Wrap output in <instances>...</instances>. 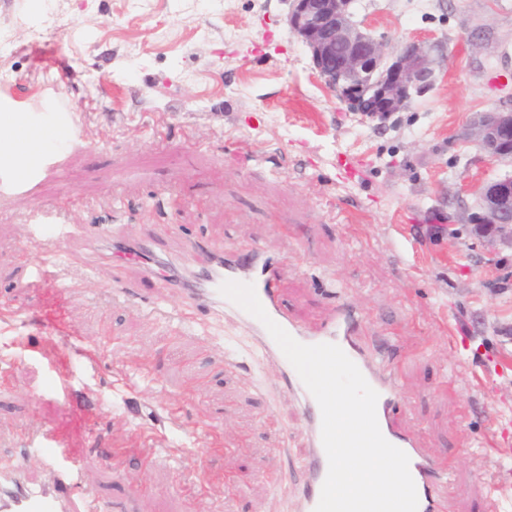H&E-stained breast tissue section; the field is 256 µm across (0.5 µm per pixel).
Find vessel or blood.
<instances>
[{
	"mask_svg": "<svg viewBox=\"0 0 512 512\" xmlns=\"http://www.w3.org/2000/svg\"><path fill=\"white\" fill-rule=\"evenodd\" d=\"M62 131L47 128L41 133L27 130L15 143L16 151L26 159L24 168L13 170L15 183L29 182L44 163L46 140L63 139ZM192 255L204 256L205 266L200 275L184 278L176 273H163L155 262L166 252L164 239L150 236L111 253L109 260L119 265L140 267L145 278L160 280L162 288L180 292L187 300L216 306L248 324L265 355L278 359L282 368V386L303 406V421L309 434L311 450L305 460L306 481L298 488V512H314L328 472V459L321 438L320 408L303 384L292 364L273 340L264 325L238 305L221 295L219 288L228 280L253 284L256 294L272 320L293 338L304 344L334 343L357 365L370 386L377 391L378 424L387 441L403 450L410 460V473L418 496V512H445L440 494L444 476L437 466L419 450L411 434L401 429L393 411L399 397L396 379L391 371L370 360L357 342L358 313L354 307L343 306L336 316L317 331H309L304 322L288 314L280 302V281L283 262L268 257L260 247L248 250H221L208 246L205 239L196 238L188 244ZM89 493L67 490L62 484L36 486L22 472L0 475V512H94Z\"/></svg>",
	"mask_w": 512,
	"mask_h": 512,
	"instance_id": "obj_1",
	"label": "vessel or blood"
}]
</instances>
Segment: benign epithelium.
<instances>
[{
  "label": "benign epithelium",
  "mask_w": 512,
  "mask_h": 512,
  "mask_svg": "<svg viewBox=\"0 0 512 512\" xmlns=\"http://www.w3.org/2000/svg\"><path fill=\"white\" fill-rule=\"evenodd\" d=\"M352 0H290L288 26L307 47L314 69L353 112L384 123L436 85L443 62L439 41L411 39L395 48L351 19ZM494 161L512 164V107L479 113L464 135ZM457 218L491 244L512 246V175L486 183L479 211Z\"/></svg>",
  "instance_id": "7a95c632"
}]
</instances>
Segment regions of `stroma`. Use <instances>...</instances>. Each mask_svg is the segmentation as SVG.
Returning a JSON list of instances; mask_svg holds the SVG:
<instances>
[{"label":"stroma","instance_id":"35a3bbf8","mask_svg":"<svg viewBox=\"0 0 512 512\" xmlns=\"http://www.w3.org/2000/svg\"><path fill=\"white\" fill-rule=\"evenodd\" d=\"M352 12L390 44L445 45L435 89L382 126L325 85L286 0H0V101L73 128L29 189L0 164V472L90 489L100 512H297L302 407L250 328L86 259L96 232L175 255L202 236L283 259L309 327L359 309L398 424L450 474L447 512H512V249L455 219L512 173L462 141L512 102V0ZM46 429L79 465L35 452Z\"/></svg>","mask_w":512,"mask_h":512}]
</instances>
